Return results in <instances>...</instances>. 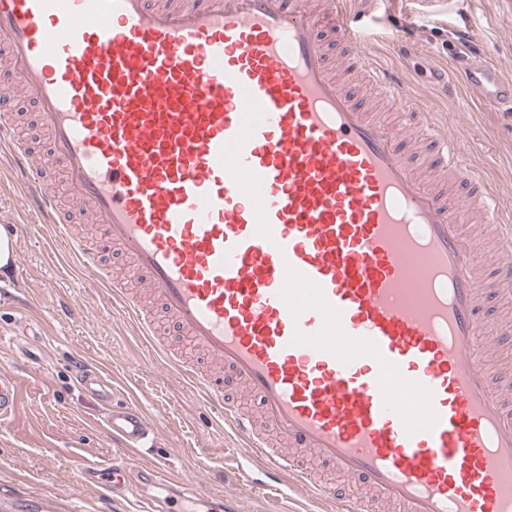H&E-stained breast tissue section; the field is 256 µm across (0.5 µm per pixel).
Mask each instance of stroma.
<instances>
[{
	"label": "stroma",
	"instance_id": "obj_1",
	"mask_svg": "<svg viewBox=\"0 0 512 512\" xmlns=\"http://www.w3.org/2000/svg\"><path fill=\"white\" fill-rule=\"evenodd\" d=\"M366 56L392 67L405 81L419 82L432 71L478 52L512 78V0H348L346 5ZM422 31L416 49L398 46L394 19ZM471 32L470 47L455 43L457 31ZM0 99L19 114L14 133L32 151L48 156L50 145L40 130L31 93L19 85L0 88ZM430 108L438 123L463 114L469 138L466 150L500 194L503 212L512 213V112H492L475 103L467 90L448 94L437 83ZM25 264L18 279L22 297L0 296V335L10 336L23 315L37 317L44 339L28 340L23 352L0 349V370L24 372L42 366L21 387L18 417L0 426V503L42 512H135L133 501L109 502L83 486L79 459H106L119 450L98 424L100 409L74 387L69 361L84 356L112 376L118 396L137 403L155 424V433L138 453L140 465L167 463L171 474L189 477L200 469L211 479L202 494L224 500V478L248 472L263 481L264 468L248 460L241 441L215 408L190 387L167 379L160 357L140 335L123 304L105 300L104 286L87 282L79 262L48 227H37L22 241ZM71 309L69 319L57 316ZM239 512H335L330 499L312 491L271 494L258 490L242 499Z\"/></svg>",
	"mask_w": 512,
	"mask_h": 512
}]
</instances>
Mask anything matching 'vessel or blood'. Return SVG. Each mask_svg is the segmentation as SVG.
<instances>
[{
    "instance_id": "vessel-or-blood-1",
    "label": "vessel or blood",
    "mask_w": 512,
    "mask_h": 512,
    "mask_svg": "<svg viewBox=\"0 0 512 512\" xmlns=\"http://www.w3.org/2000/svg\"><path fill=\"white\" fill-rule=\"evenodd\" d=\"M347 0H0L7 80L29 84L51 141L43 164L0 113V158L22 206L54 225L110 300L130 310L168 375L192 383L252 456L267 487L334 489L300 469L311 457L400 512H512V410L489 369L488 290L512 294V255L493 275L475 234L512 245L467 132L439 125L433 86L375 67ZM461 80L475 102L512 111V81L488 58ZM406 114V125L386 112ZM60 170L90 207L92 245L60 210ZM24 224L8 225L0 283L22 268ZM119 247L144 288L202 352L195 363L105 268ZM74 383L104 408L102 427L137 451L153 425L116 403L84 359ZM239 386L271 427L224 398ZM0 374V424L20 410ZM84 459V482L141 512H174L185 493L163 468ZM111 481L101 482L100 474Z\"/></svg>"
}]
</instances>
